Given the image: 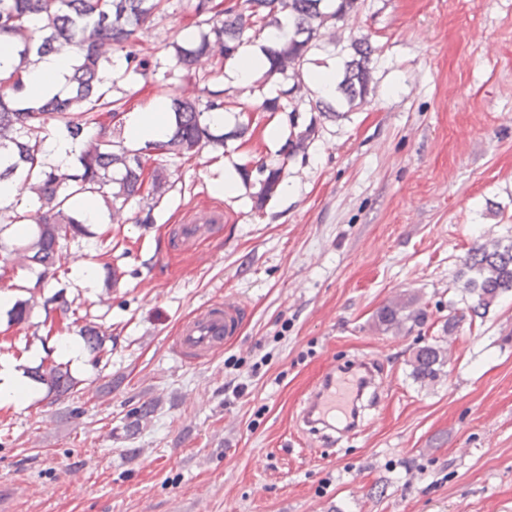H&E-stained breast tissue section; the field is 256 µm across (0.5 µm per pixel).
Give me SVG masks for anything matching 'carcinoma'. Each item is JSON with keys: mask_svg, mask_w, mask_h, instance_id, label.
<instances>
[{"mask_svg": "<svg viewBox=\"0 0 512 512\" xmlns=\"http://www.w3.org/2000/svg\"><path fill=\"white\" fill-rule=\"evenodd\" d=\"M357 0H243L242 5H223L215 0H193V16L198 36L169 43L175 66L192 73L202 59L233 58L246 42L260 38L270 27H281L278 14L288 16L292 30L288 39L263 47L265 77L277 74L292 81L276 96L259 104L228 99L226 90H212L200 81L204 99H175L170 104L174 122L164 139L149 141L139 149L124 145V103L106 98L107 83L127 77L148 76L149 60L137 44L135 34L154 20L168 16L170 0H0V39L14 44L21 72L39 58L65 49L75 52L68 90L48 99H40L25 90L20 78L8 87L0 86V148L12 145L13 162L0 169V180L25 177L24 190L32 195L33 209L22 214L6 213L0 208V235L18 220L32 222L33 234L24 245H7L0 241V276L16 268L38 265L37 281L56 277V263L68 241L88 235L72 198L97 194L114 209H121L136 196L159 201L170 191L167 177L158 170L147 171L143 155H174L193 158L207 148L224 146V134L211 124V113L233 106L238 112L288 113L290 134L279 150L280 161L270 167L261 162L257 169L267 172L260 194L267 199L276 193L288 160L305 153L315 136L314 123L299 129L294 114L332 112L334 108L321 99H313L305 84V65L316 47L322 31L335 27L355 8ZM124 52L126 67L117 77L109 75L104 48ZM350 60L345 62L344 76L338 90L350 106L364 103L369 94L371 55L369 38L350 43ZM82 144L76 162L68 171L46 164L40 157L41 133L49 121ZM459 288L472 304L468 314L448 316V326L470 318H482L489 306L503 293L512 291V239L477 242L462 260ZM45 311L59 312L71 318L72 310L59 290L45 298ZM29 301L18 300L8 311L9 322L20 324L29 318ZM424 321V313L411 309V303H393L383 307L378 322L387 328ZM84 349L99 363L104 352L105 335L98 326L80 327ZM443 364V350L437 340L418 347L411 358L414 374L420 378L436 375ZM31 376L47 385L57 397L70 395L78 381L61 365H38ZM155 405L144 402L127 415L126 429L137 430L154 413Z\"/></svg>", "mask_w": 512, "mask_h": 512, "instance_id": "1", "label": "carcinoma"}]
</instances>
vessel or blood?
Wrapping results in <instances>:
<instances>
[{"label":"vessel or blood","instance_id":"1","mask_svg":"<svg viewBox=\"0 0 512 512\" xmlns=\"http://www.w3.org/2000/svg\"><path fill=\"white\" fill-rule=\"evenodd\" d=\"M245 311V306L232 299L202 307L181 323L172 351L188 364L209 358L237 333ZM376 372L377 364L369 358L356 360L348 369L328 372L305 401L304 424L311 428L322 424L331 430L336 421L349 419L364 387L373 386Z\"/></svg>","mask_w":512,"mask_h":512}]
</instances>
